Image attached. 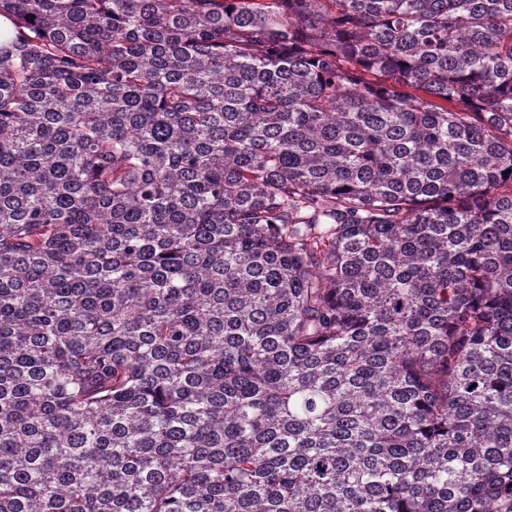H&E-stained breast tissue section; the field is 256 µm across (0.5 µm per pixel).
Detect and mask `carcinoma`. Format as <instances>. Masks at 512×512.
<instances>
[{
  "label": "carcinoma",
  "mask_w": 512,
  "mask_h": 512,
  "mask_svg": "<svg viewBox=\"0 0 512 512\" xmlns=\"http://www.w3.org/2000/svg\"><path fill=\"white\" fill-rule=\"evenodd\" d=\"M0 512H512V0H0Z\"/></svg>",
  "instance_id": "cac0c4a2"
}]
</instances>
